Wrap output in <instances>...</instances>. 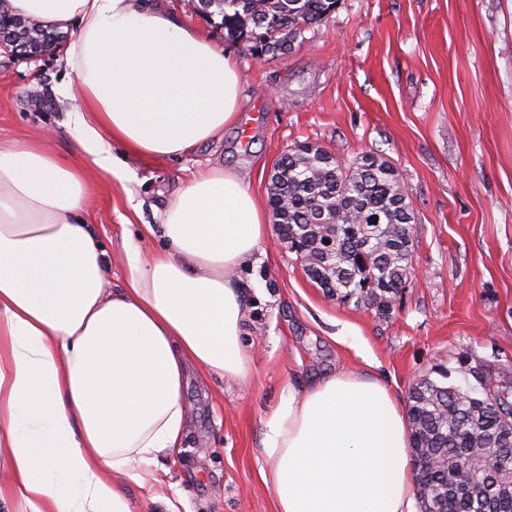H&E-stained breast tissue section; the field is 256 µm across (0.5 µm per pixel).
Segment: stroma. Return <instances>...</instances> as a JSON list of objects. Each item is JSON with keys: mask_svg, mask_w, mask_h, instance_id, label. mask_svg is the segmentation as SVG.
<instances>
[{"mask_svg": "<svg viewBox=\"0 0 512 512\" xmlns=\"http://www.w3.org/2000/svg\"><path fill=\"white\" fill-rule=\"evenodd\" d=\"M152 2L235 60L243 105L235 125L188 155L130 159L125 186L98 179L87 221L112 256L110 288L125 284L124 237L158 223L192 173L236 171L264 206L275 161L303 142L344 160L386 158L416 217L412 275L384 313L328 296L272 241L241 271L253 374L241 383L189 370L182 448L162 461L187 512H276L259 447L284 381L302 388L348 370L377 376L403 405L421 379L512 401V0H339L285 53L227 39L191 0ZM58 78L55 55L20 60L0 48L1 145L54 128L53 151L78 162L58 129L64 104L28 103L31 88L51 96Z\"/></svg>", "mask_w": 512, "mask_h": 512, "instance_id": "35a3bbf8", "label": "stroma"}]
</instances>
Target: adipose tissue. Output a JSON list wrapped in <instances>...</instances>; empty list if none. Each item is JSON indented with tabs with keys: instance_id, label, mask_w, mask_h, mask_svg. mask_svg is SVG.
<instances>
[{
	"instance_id": "obj_1",
	"label": "adipose tissue",
	"mask_w": 512,
	"mask_h": 512,
	"mask_svg": "<svg viewBox=\"0 0 512 512\" xmlns=\"http://www.w3.org/2000/svg\"><path fill=\"white\" fill-rule=\"evenodd\" d=\"M75 35L54 92L79 163L49 140L0 146V476L25 512H137L125 486L180 448L189 368L239 381V271L269 239L233 171H198L161 217L167 247L124 239L126 284L85 221L91 175L126 181L128 157L175 158L239 118L230 56L150 0H8ZM403 410L368 375L285 383L264 422L262 473L277 512H414Z\"/></svg>"
}]
</instances>
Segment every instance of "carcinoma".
I'll use <instances>...</instances> for the list:
<instances>
[{"instance_id": "cac0c4a2", "label": "carcinoma", "mask_w": 512, "mask_h": 512, "mask_svg": "<svg viewBox=\"0 0 512 512\" xmlns=\"http://www.w3.org/2000/svg\"><path fill=\"white\" fill-rule=\"evenodd\" d=\"M331 0H196V9L221 18L233 41L254 40L269 49L300 36L322 21ZM65 36L37 22L11 17L0 41L22 51L58 48ZM269 207L279 236L326 294L344 304L390 309L412 270L415 215L396 167L373 152L345 163L309 142L283 153L270 177ZM509 407L484 392L469 402L452 387L422 380L408 396V428L414 451L421 512H512V494L495 486V463L466 469L470 452L489 456L500 413ZM437 457L442 464L427 465ZM468 490L454 494L460 475Z\"/></svg>"}]
</instances>
